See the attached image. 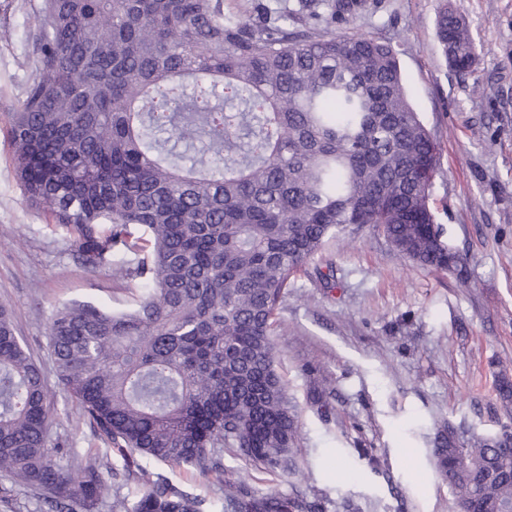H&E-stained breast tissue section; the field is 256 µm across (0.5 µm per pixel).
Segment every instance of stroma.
I'll return each instance as SVG.
<instances>
[{
    "label": "stroma",
    "instance_id": "obj_1",
    "mask_svg": "<svg viewBox=\"0 0 512 512\" xmlns=\"http://www.w3.org/2000/svg\"><path fill=\"white\" fill-rule=\"evenodd\" d=\"M40 0H0V302L41 367L50 433L75 455L105 450L58 381L46 328L57 306L128 308L135 283L76 264L64 231L28 205L14 175L8 114L34 75L30 62ZM300 0H224L225 13L288 15L289 31H323ZM450 6L469 23L478 59L471 78L449 70L435 18ZM392 44L408 95L439 147L432 208L442 240L466 259L456 273L424 269L376 228L326 242L296 276L279 309V371L298 405L293 475L255 472L253 486L320 500L323 512H461L435 454L446 425L489 436L512 429V403L497 391L512 378V0H356L349 22ZM330 391L320 416L310 390ZM152 479L221 512L215 477L188 466L140 461Z\"/></svg>",
    "mask_w": 512,
    "mask_h": 512
}]
</instances>
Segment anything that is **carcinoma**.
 I'll use <instances>...</instances> for the list:
<instances>
[{"label": "carcinoma", "instance_id": "carcinoma-1", "mask_svg": "<svg viewBox=\"0 0 512 512\" xmlns=\"http://www.w3.org/2000/svg\"><path fill=\"white\" fill-rule=\"evenodd\" d=\"M34 76L11 113L26 201L66 230L74 261L133 281L132 308L73 302L47 327L56 373L97 436L132 463L188 465L223 512H320L296 492L224 478V452L294 474L296 406L277 369L279 306L301 268L351 224L413 262L463 263L430 208L438 144L393 46L359 32L288 31L224 0H41ZM436 34L450 69L477 63L464 18ZM42 371L0 305V473L49 512H97L108 458L62 463ZM436 455L459 504L512 508V433L450 428ZM132 509L199 512L138 468Z\"/></svg>", "mask_w": 512, "mask_h": 512}]
</instances>
